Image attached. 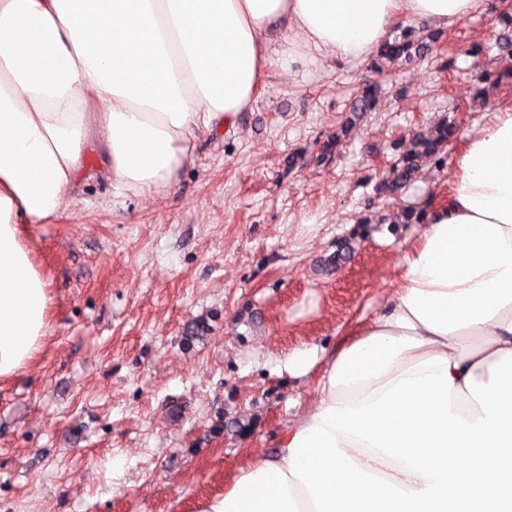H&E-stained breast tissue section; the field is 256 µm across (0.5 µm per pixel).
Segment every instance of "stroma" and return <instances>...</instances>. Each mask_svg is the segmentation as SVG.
<instances>
[{
    "mask_svg": "<svg viewBox=\"0 0 512 512\" xmlns=\"http://www.w3.org/2000/svg\"><path fill=\"white\" fill-rule=\"evenodd\" d=\"M409 26L433 48L391 68L373 111L352 110L370 65L298 58L199 141L165 195L113 196L91 152L62 214L27 225L51 325L38 359L0 382V512H197L249 456L273 453L315 397L286 354L331 347L386 306L424 230L402 214L442 204L452 167L424 162L386 196L377 183L441 120L460 135L512 98L505 0L449 29ZM489 68L506 79L479 82ZM342 239L350 255L327 265ZM193 320L207 329L188 348Z\"/></svg>",
    "mask_w": 512,
    "mask_h": 512,
    "instance_id": "35a3bbf8",
    "label": "stroma"
}]
</instances>
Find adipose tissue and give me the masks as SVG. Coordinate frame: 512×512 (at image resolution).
Returning <instances> with one entry per match:
<instances>
[{"label":"adipose tissue","instance_id":"1","mask_svg":"<svg viewBox=\"0 0 512 512\" xmlns=\"http://www.w3.org/2000/svg\"><path fill=\"white\" fill-rule=\"evenodd\" d=\"M482 0H0V380L50 324L26 236L56 219L89 144L113 195L168 192L196 143L290 51L358 67L396 22L448 28ZM315 399L197 512H512V100L463 137L448 196L384 309L338 328Z\"/></svg>","mask_w":512,"mask_h":512}]
</instances>
